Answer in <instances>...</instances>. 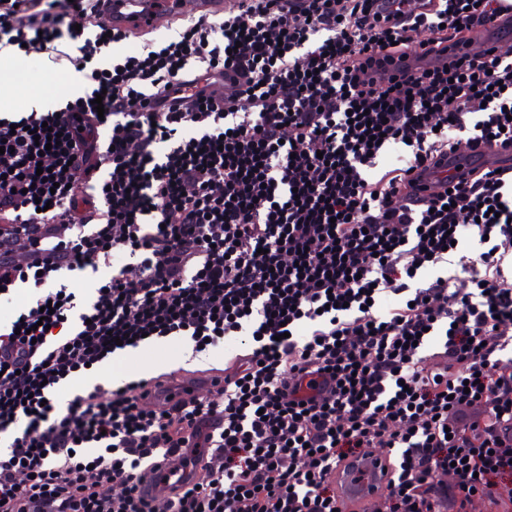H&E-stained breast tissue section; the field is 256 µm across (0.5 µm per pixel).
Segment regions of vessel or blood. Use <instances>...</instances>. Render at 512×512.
<instances>
[{"mask_svg": "<svg viewBox=\"0 0 512 512\" xmlns=\"http://www.w3.org/2000/svg\"><path fill=\"white\" fill-rule=\"evenodd\" d=\"M183 11L179 0H104L103 18L114 29L136 36L152 34L161 22L176 21ZM512 41V26L496 20L488 28L465 34L463 51L479 52ZM512 160V147L499 145L478 153L442 154L430 165L415 170L411 179L418 194L436 191L443 174L454 169L493 171ZM383 460L379 455L361 457L354 468L341 474L343 498L350 503L371 501L385 483L382 473Z\"/></svg>", "mask_w": 512, "mask_h": 512, "instance_id": "b4317fda", "label": "vessel or blood"}]
</instances>
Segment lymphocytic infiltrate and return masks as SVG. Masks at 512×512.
Segmentation results:
<instances>
[{"label":"lymphocytic infiltrate","instance_id":"lymphocytic-infiltrate-1","mask_svg":"<svg viewBox=\"0 0 512 512\" xmlns=\"http://www.w3.org/2000/svg\"><path fill=\"white\" fill-rule=\"evenodd\" d=\"M100 10L0 0V50L88 81L0 118V290H37L0 329V512H368L336 474L378 447L384 512L512 505V166L403 192L438 152L512 145V55L452 53L504 0H237L106 69L124 33L75 29ZM416 46L447 65L390 73ZM90 264L85 300L63 275ZM169 336L236 344L214 396L153 378L56 406L118 341Z\"/></svg>","mask_w":512,"mask_h":512}]
</instances>
